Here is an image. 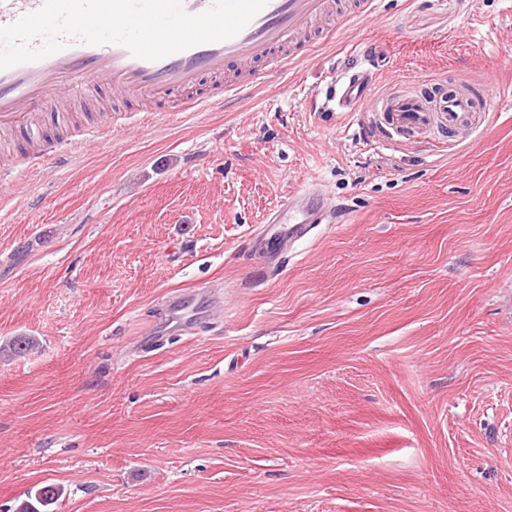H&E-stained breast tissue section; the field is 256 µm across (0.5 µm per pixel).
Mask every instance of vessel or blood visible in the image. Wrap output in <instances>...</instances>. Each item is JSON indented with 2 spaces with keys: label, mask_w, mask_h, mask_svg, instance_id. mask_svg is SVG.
Segmentation results:
<instances>
[{
  "label": "vessel or blood",
  "mask_w": 512,
  "mask_h": 512,
  "mask_svg": "<svg viewBox=\"0 0 512 512\" xmlns=\"http://www.w3.org/2000/svg\"><path fill=\"white\" fill-rule=\"evenodd\" d=\"M45 0H0V26L43 8ZM334 8V0H267L266 5L232 38L202 43L159 60L135 57L117 43L92 45L79 41L40 60L0 70V130L27 134L30 109L69 111L76 97L72 78L94 85L105 81L113 97L138 103L147 97L182 95L184 112L220 108L229 99L256 84L259 66L284 74L308 50L302 34L309 23ZM364 65L341 72L329 93V111H351L365 103L388 143L406 136L433 144L440 137L462 140L480 127L488 108L481 100L489 94L490 80L474 84L459 78L455 90L434 97L417 91H390L366 99L375 80L372 49L362 52ZM331 211L323 197L305 186L290 194L273 212L270 223L279 227L276 242L292 245L309 225L326 224Z\"/></svg>",
  "instance_id": "1"
}]
</instances>
